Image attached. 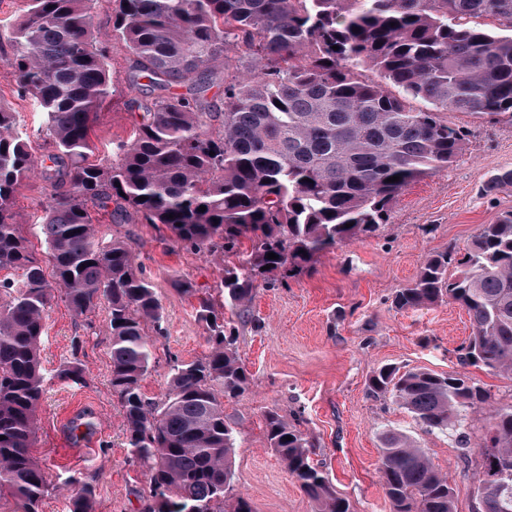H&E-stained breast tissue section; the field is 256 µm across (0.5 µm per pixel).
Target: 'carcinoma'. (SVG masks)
<instances>
[{
  "instance_id": "cac0c4a2",
  "label": "carcinoma",
  "mask_w": 512,
  "mask_h": 512,
  "mask_svg": "<svg viewBox=\"0 0 512 512\" xmlns=\"http://www.w3.org/2000/svg\"><path fill=\"white\" fill-rule=\"evenodd\" d=\"M93 2L28 0L24 19L0 33L13 45L19 88L46 114L54 148L42 170L52 187L42 224L48 277L13 211L36 157L14 113L0 106V270L23 271L17 284L0 280L8 297L0 304V496L14 500L15 512H39L47 488L31 448L46 390L41 339L60 296L77 314L107 311L112 392L131 458L146 472L148 512H253L243 496L226 509L235 435L224 399L243 394L250 376L224 313L211 293L176 283L196 299L210 350L173 365L165 401L147 397L142 382L153 344L145 325H160L161 307L125 244L98 236L92 210L113 203L112 214L163 224L196 251L230 253L251 236L250 253L224 268L219 285L226 301L243 307L257 277L301 273L321 253L376 235L406 187L454 163L464 133L441 114L512 122V0H113L112 38L135 62L128 103L139 104L148 83L187 82L189 94L144 105L131 139L105 166L87 163L98 111L113 88L106 47L93 33ZM480 18L498 21L499 31ZM229 44L244 49L251 69L224 76L216 103L204 96L208 68L225 59ZM362 66L380 80L360 79ZM393 176L400 180L386 182ZM503 185H512V169L487 179L482 194ZM270 252L278 258H266ZM446 297L470 319L460 364L511 377L512 211L482 225L464 254L450 248L427 259L393 304L420 310ZM58 377L81 383L82 364L68 363ZM369 390L392 398L426 430L455 434L465 455L471 442L463 420L488 412L477 492L485 493L487 512H512V495L494 493L497 467L512 465V404L487 409V391L464 374L387 365L373 372ZM265 428L269 448L318 512H351L310 457L303 432L273 411ZM381 441L391 512H454L448 476L423 449L394 431ZM69 512H93L89 487L71 496Z\"/></svg>"
}]
</instances>
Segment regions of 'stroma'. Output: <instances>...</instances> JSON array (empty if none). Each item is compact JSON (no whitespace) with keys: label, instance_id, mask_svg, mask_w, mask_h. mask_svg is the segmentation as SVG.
Masks as SVG:
<instances>
[{"label":"stroma","instance_id":"1","mask_svg":"<svg viewBox=\"0 0 512 512\" xmlns=\"http://www.w3.org/2000/svg\"><path fill=\"white\" fill-rule=\"evenodd\" d=\"M92 15L109 51L115 84L93 128L89 161L98 164L111 161L113 143L130 136L139 114L129 108L126 95L133 57L112 39L108 0H96ZM10 54L8 43H0V104L14 113L36 158L43 159L52 151L43 132L46 118L20 91L7 63ZM447 119L467 133L461 157L448 170L406 188L377 236L320 254L310 272L298 277L257 279L248 307L223 309L251 380L245 393L224 402L236 439L232 493L248 498L254 512H317L267 445L264 414L269 410L310 437L311 458L329 472L352 512H391L379 473L381 436L389 430L414 439L448 476L455 512L478 508L482 417L467 420L473 446L465 454L449 434L426 431L394 400L368 391L373 371L386 364L439 374L462 369L488 391L493 405L512 403V378L458 362L456 351L471 334L461 306L445 300L400 311L392 303L396 290L411 283L430 256L451 247L463 250L481 225L512 210V186L491 197L479 193L490 176L512 169V123L467 112L448 113ZM50 191L49 183L34 175L18 190L14 204L41 259L46 253L40 224ZM96 226L105 238L124 241L155 287L161 330L150 335L154 360L143 390L154 400L164 399L173 360L188 362L209 351L206 325L196 317L192 299L177 290V282L214 291L225 267L238 259L188 249L164 225L143 224L133 216L118 221L108 210L98 212ZM41 358L47 383L32 453L46 465L50 486L39 512H68L71 491L65 482L72 477L93 489L95 512H145L147 478L129 457L123 411L110 383L105 309L77 315L63 299H55ZM74 360L85 369L78 385L56 376Z\"/></svg>","mask_w":512,"mask_h":512}]
</instances>
